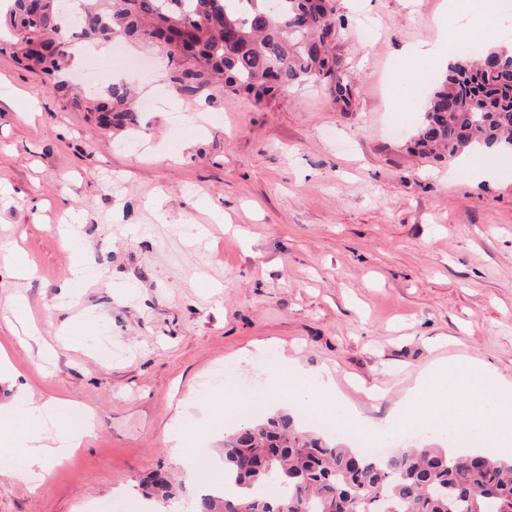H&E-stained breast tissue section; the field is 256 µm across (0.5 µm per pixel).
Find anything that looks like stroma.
<instances>
[{"instance_id": "obj_1", "label": "stroma", "mask_w": 512, "mask_h": 512, "mask_svg": "<svg viewBox=\"0 0 512 512\" xmlns=\"http://www.w3.org/2000/svg\"><path fill=\"white\" fill-rule=\"evenodd\" d=\"M497 2L458 0L450 51L497 35ZM443 3L336 0L347 108L318 82L260 105L189 96L162 52L108 47L95 88L163 103L122 129L48 92L0 31V348L18 389L73 402L93 430L34 483L0 473V512H189L224 477L241 396L200 389L227 364L247 382L332 371L320 411L349 405L365 432L433 362L474 357L512 380V175L406 149L423 74L444 72L413 53ZM157 470L181 479L174 502L140 495Z\"/></svg>"}]
</instances>
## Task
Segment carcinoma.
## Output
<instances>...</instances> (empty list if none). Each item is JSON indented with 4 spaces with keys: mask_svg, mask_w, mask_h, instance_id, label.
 I'll list each match as a JSON object with an SVG mask.
<instances>
[{
    "mask_svg": "<svg viewBox=\"0 0 512 512\" xmlns=\"http://www.w3.org/2000/svg\"><path fill=\"white\" fill-rule=\"evenodd\" d=\"M72 30L61 0H14L7 16L17 55L48 76V89L105 126L123 128L134 112L132 93L113 82L99 94L81 93L60 79L76 40L139 41L162 48L190 94L208 86L243 93L257 103L288 87L320 81L336 102L352 94L329 53L336 29L311 0H82ZM512 146V52L492 48L478 63L459 59L433 91L410 150L450 158L480 146ZM270 484L280 494L270 499ZM148 498L169 501V478L141 483ZM512 512V459L452 453L437 443L409 444L380 458L306 431L277 411L239 423L224 434V491L195 498L196 512Z\"/></svg>",
    "mask_w": 512,
    "mask_h": 512,
    "instance_id": "cac0c4a2",
    "label": "carcinoma"
}]
</instances>
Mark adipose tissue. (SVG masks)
<instances>
[{"label":"adipose tissue","instance_id":"adipose-tissue-1","mask_svg":"<svg viewBox=\"0 0 512 512\" xmlns=\"http://www.w3.org/2000/svg\"><path fill=\"white\" fill-rule=\"evenodd\" d=\"M488 374L486 365L473 358H451L429 365L416 377L402 407L414 411L421 393L447 383L448 394L453 398L448 406V423L479 433L491 446L506 447L511 440L497 426L512 418V385L500 382L496 394H488L484 384ZM14 403V408L0 413V437L17 447V465L10 470L15 478L32 481L41 477L51 462L69 457L88 435L84 429L33 428V419L54 416L57 404L24 392L17 393Z\"/></svg>","mask_w":512,"mask_h":512}]
</instances>
